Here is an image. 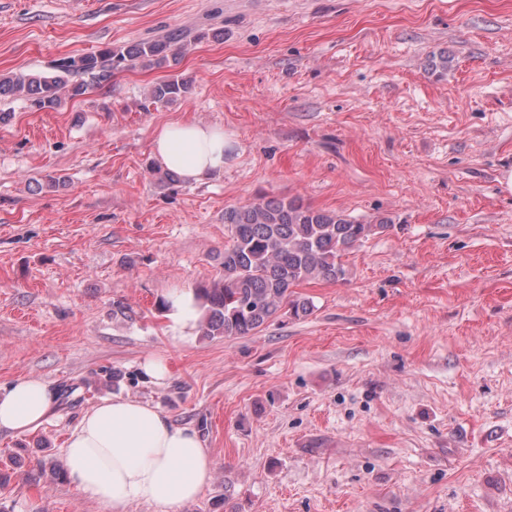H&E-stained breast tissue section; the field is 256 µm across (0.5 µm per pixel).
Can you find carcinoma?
I'll return each mask as SVG.
<instances>
[{"label":"carcinoma","instance_id":"cac0c4a2","mask_svg":"<svg viewBox=\"0 0 512 512\" xmlns=\"http://www.w3.org/2000/svg\"><path fill=\"white\" fill-rule=\"evenodd\" d=\"M187 44L179 35L141 40L116 52L102 49L67 58L50 70L0 77V99L22 97L42 110L75 99L112 76V71L178 62ZM189 80L176 75L154 84L152 104H168L188 96ZM229 241L224 246V273L201 288L200 329L207 338L248 336L278 317L282 309L294 318L312 313V301L293 288L313 280L345 279L343 256L363 240L390 227L383 217L362 224L334 211L314 208L299 199L263 197L244 206L224 209Z\"/></svg>","mask_w":512,"mask_h":512}]
</instances>
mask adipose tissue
Listing matches in <instances>:
<instances>
[{
    "label": "adipose tissue",
    "mask_w": 512,
    "mask_h": 512,
    "mask_svg": "<svg viewBox=\"0 0 512 512\" xmlns=\"http://www.w3.org/2000/svg\"><path fill=\"white\" fill-rule=\"evenodd\" d=\"M152 153L159 165L189 182L224 169V129L193 120L157 128ZM54 406L45 382L20 378L0 388V431L24 433L41 426ZM66 478L80 498L127 512L148 504L179 512L208 485L213 459L197 431L175 425L151 404L123 396L88 409L65 449Z\"/></svg>",
    "instance_id": "1"
}]
</instances>
